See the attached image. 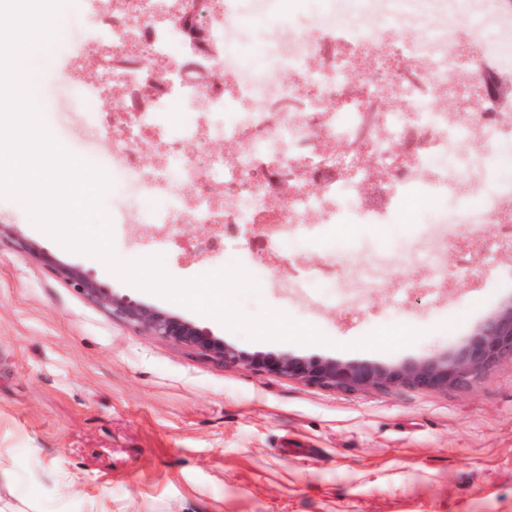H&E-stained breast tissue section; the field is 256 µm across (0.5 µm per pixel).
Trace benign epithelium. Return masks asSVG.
Listing matches in <instances>:
<instances>
[{
	"label": "benign epithelium",
	"instance_id": "1",
	"mask_svg": "<svg viewBox=\"0 0 512 512\" xmlns=\"http://www.w3.org/2000/svg\"><path fill=\"white\" fill-rule=\"evenodd\" d=\"M55 270L87 299L103 307L111 315L192 349L213 362H244L322 387L345 390L396 384L424 389L460 387L490 370L499 359L512 357V301L498 314L486 320L449 363L429 361L397 369L354 368L334 362L296 358L269 361L245 356L177 315L113 294L79 268L59 264Z\"/></svg>",
	"mask_w": 512,
	"mask_h": 512
}]
</instances>
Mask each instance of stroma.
Returning <instances> with one entry per match:
<instances>
[{
	"label": "stroma",
	"mask_w": 512,
	"mask_h": 512,
	"mask_svg": "<svg viewBox=\"0 0 512 512\" xmlns=\"http://www.w3.org/2000/svg\"><path fill=\"white\" fill-rule=\"evenodd\" d=\"M287 0H242L240 49L262 62ZM88 24L27 62L52 135L84 159L112 137L74 104L68 50ZM0 512H512V359L463 387L344 391L262 368L224 366L112 317L48 260L88 272L112 293L179 315L247 355L394 369L452 360L512 301V236L492 224L442 252L440 287L417 258L429 224H338L317 241L278 243V276L240 297L242 311L286 313L321 344L250 340L219 320L126 283L98 258L63 247L0 198ZM211 224L112 227L118 259L159 255L186 281L225 269ZM43 252L36 259L14 243ZM316 265L319 278L302 281ZM379 268L384 285L359 287ZM412 287H405V280ZM420 330L389 351L356 348L382 327Z\"/></svg>",
	"instance_id": "obj_1"
}]
</instances>
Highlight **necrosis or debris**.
<instances>
[{
  "label": "necrosis or debris",
  "mask_w": 512,
  "mask_h": 512,
  "mask_svg": "<svg viewBox=\"0 0 512 512\" xmlns=\"http://www.w3.org/2000/svg\"><path fill=\"white\" fill-rule=\"evenodd\" d=\"M308 2L291 0L282 50L254 69L224 48L239 0H68L89 20L68 59L74 102L112 124L111 150L92 163L132 202L113 223L219 224L228 251L246 229L316 239L336 224L401 222L412 204L433 213L437 248L512 224V177L495 173L512 87L487 86L512 77V39L465 14L471 51L440 26L393 38L369 21L418 0ZM451 198L450 220L437 207Z\"/></svg>",
  "instance_id": "4bbe7bcc"
}]
</instances>
